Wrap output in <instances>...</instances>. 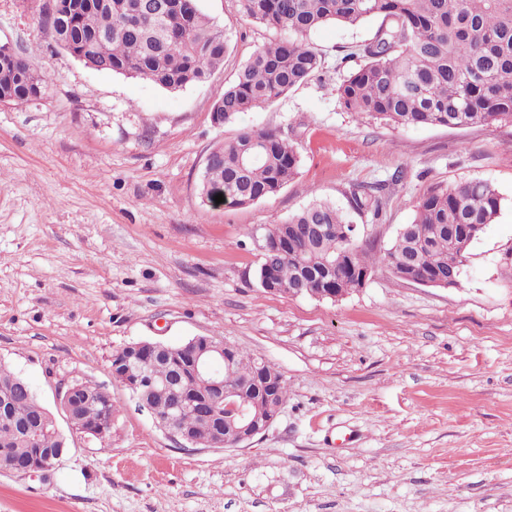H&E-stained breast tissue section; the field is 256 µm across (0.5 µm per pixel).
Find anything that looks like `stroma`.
I'll list each match as a JSON object with an SVG mask.
<instances>
[{"label":"stroma","instance_id":"obj_1","mask_svg":"<svg viewBox=\"0 0 512 512\" xmlns=\"http://www.w3.org/2000/svg\"><path fill=\"white\" fill-rule=\"evenodd\" d=\"M224 29L222 69L179 91L86 67L39 22L41 0H0V45L46 82L0 106V365L27 379L67 442L60 466L0 468V512H512V124L394 129L347 112L336 86L378 20L309 36L319 76L216 127L215 100L275 31L237 0H198ZM244 127L282 132L297 177L244 208L205 207L211 148ZM391 183L374 246L388 248L432 185L483 179L504 197L458 285L377 268L333 301L260 287L265 229L312 200L348 208ZM214 336L262 357L288 402L241 448L182 447L112 377L139 341ZM109 392L112 441L75 432L58 393Z\"/></svg>","mask_w":512,"mask_h":512}]
</instances>
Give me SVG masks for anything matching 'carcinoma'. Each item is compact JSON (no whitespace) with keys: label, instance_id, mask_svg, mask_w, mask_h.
<instances>
[{"label":"carcinoma","instance_id":"cac0c4a2","mask_svg":"<svg viewBox=\"0 0 512 512\" xmlns=\"http://www.w3.org/2000/svg\"><path fill=\"white\" fill-rule=\"evenodd\" d=\"M241 16L287 33L257 49L235 72L212 111L232 123L243 112L269 105L307 83L323 68L322 55L308 41L328 23L358 26L380 20L374 36L360 45L364 64L344 76L337 97L349 112L394 129L424 126L469 127L512 123V0H238ZM56 18L41 16L57 43L81 56L90 68L139 78L168 90L206 81L224 65V30L203 14L197 0H61ZM44 76L27 57L0 62V87L12 103L36 99ZM216 163L201 172L202 204L246 207L286 187L298 174L300 153L276 130L245 129L213 147ZM382 183L351 191L350 207L378 218ZM503 197L484 180L436 184L414 206L411 223L381 251L348 238L350 221L336 205L315 200L288 219L270 225L257 271L258 282L271 277L278 292L325 298L333 288L346 295L359 288L364 273L385 266L401 281L412 273L436 284L459 278L472 242L493 223ZM328 231L310 233V225ZM143 379L153 388L143 401L157 415L173 398L188 406L179 427L195 446L214 447L216 436L233 440L232 419L208 379L194 372L193 352L182 342L146 341L141 346ZM263 359L236 351L221 367L224 383L249 389L260 377ZM72 427L83 433L95 424L112 435V396L96 385L79 387L62 404ZM211 415L199 424L196 411ZM67 448L51 412L31 385L0 366V467L16 470L37 455L55 458Z\"/></svg>","mask_w":512,"mask_h":512}]
</instances>
